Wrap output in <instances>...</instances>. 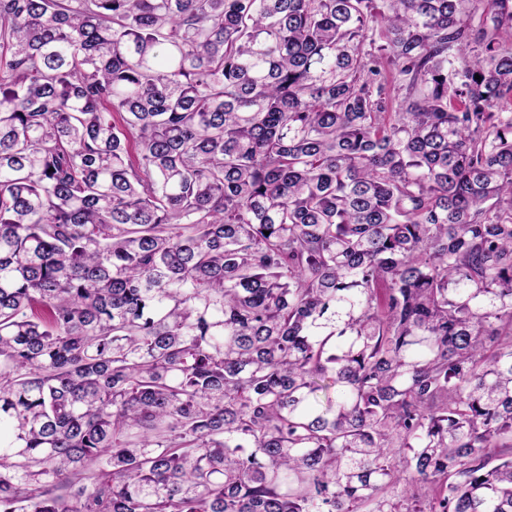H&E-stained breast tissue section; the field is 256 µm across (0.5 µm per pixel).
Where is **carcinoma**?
I'll return each instance as SVG.
<instances>
[{
    "instance_id": "cac0c4a2",
    "label": "carcinoma",
    "mask_w": 512,
    "mask_h": 512,
    "mask_svg": "<svg viewBox=\"0 0 512 512\" xmlns=\"http://www.w3.org/2000/svg\"><path fill=\"white\" fill-rule=\"evenodd\" d=\"M511 447L512 0H0V512H512Z\"/></svg>"
}]
</instances>
